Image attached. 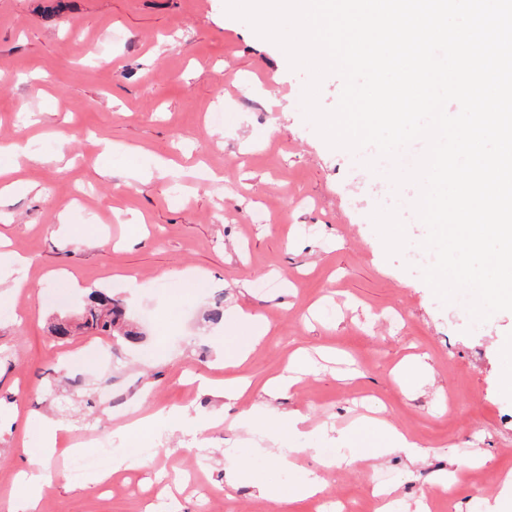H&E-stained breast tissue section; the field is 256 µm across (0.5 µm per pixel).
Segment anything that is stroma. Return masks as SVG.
<instances>
[{"label":"stroma","mask_w":512,"mask_h":512,"mask_svg":"<svg viewBox=\"0 0 512 512\" xmlns=\"http://www.w3.org/2000/svg\"><path fill=\"white\" fill-rule=\"evenodd\" d=\"M307 80L225 0H0V147L16 126L29 137L22 187L0 194V234L29 260L0 304V512L32 461L51 477L39 512H317L323 498L352 512L386 500L401 512H512V394L501 386L512 366L497 347L512 312L476 323L465 304L436 299L406 262L427 234L409 206L417 187L393 189L374 148H330L303 116ZM94 289L123 300L138 344L86 329L51 336ZM238 310L271 330L234 372L252 385L228 410L184 378L223 388ZM297 351L308 371L268 401L263 383ZM417 359L424 371L400 377ZM126 403L157 414L164 449H118L128 463L107 483L73 481V446L111 440ZM262 403L273 419L305 415L287 445L300 472L322 478L320 497H290L263 452L249 465L269 500L228 485L247 438L235 415ZM48 416L71 426L51 453ZM367 417L405 433L422 459L383 453ZM199 420L207 453L185 449ZM334 430L349 432L354 458L332 451ZM175 457L194 483L172 487ZM443 470L454 477L441 493Z\"/></svg>","instance_id":"1"}]
</instances>
